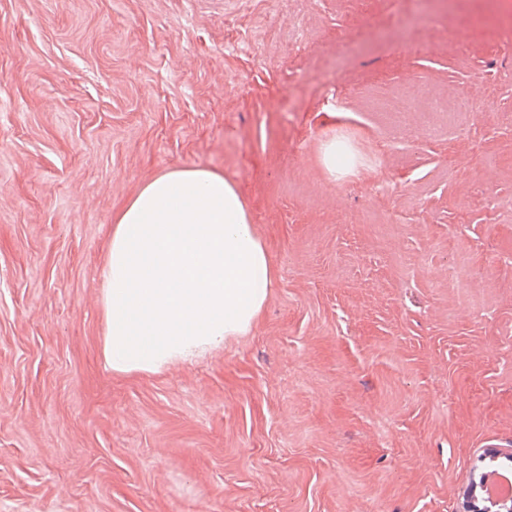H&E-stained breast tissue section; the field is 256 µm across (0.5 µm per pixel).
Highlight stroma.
<instances>
[{
    "label": "stroma",
    "instance_id": "stroma-1",
    "mask_svg": "<svg viewBox=\"0 0 512 512\" xmlns=\"http://www.w3.org/2000/svg\"><path fill=\"white\" fill-rule=\"evenodd\" d=\"M417 89L475 109L378 107ZM511 116L512 0H0V512H456L512 444ZM185 166L276 286L249 335L112 374L107 227Z\"/></svg>",
    "mask_w": 512,
    "mask_h": 512
}]
</instances>
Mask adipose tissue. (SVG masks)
<instances>
[{"label": "adipose tissue", "instance_id": "obj_1", "mask_svg": "<svg viewBox=\"0 0 512 512\" xmlns=\"http://www.w3.org/2000/svg\"><path fill=\"white\" fill-rule=\"evenodd\" d=\"M98 277L104 367L145 375L248 335L278 271L235 182L194 166L157 175L121 208Z\"/></svg>", "mask_w": 512, "mask_h": 512}]
</instances>
